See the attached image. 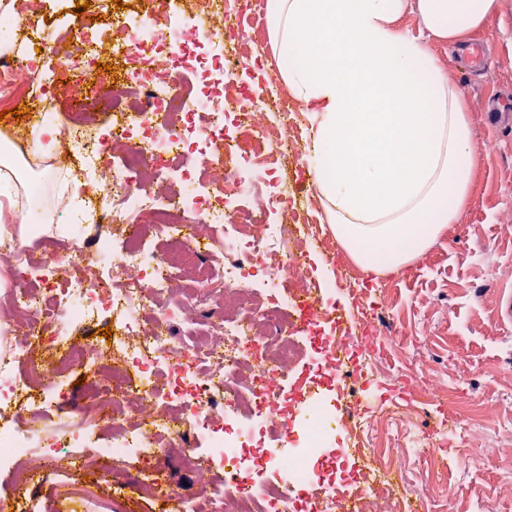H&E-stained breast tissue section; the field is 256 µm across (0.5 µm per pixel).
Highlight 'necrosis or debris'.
I'll return each mask as SVG.
<instances>
[{
  "instance_id": "obj_1",
  "label": "necrosis or debris",
  "mask_w": 512,
  "mask_h": 512,
  "mask_svg": "<svg viewBox=\"0 0 512 512\" xmlns=\"http://www.w3.org/2000/svg\"><path fill=\"white\" fill-rule=\"evenodd\" d=\"M46 0H7L0 41L25 43L0 56V104L28 81L43 46ZM134 18L113 14L107 31L73 20L63 74L94 76L112 88V122L98 127L94 97L77 88L55 165L83 181V219L66 239L39 234L16 214L0 237L8 287L0 289V471L15 470L0 512H50L17 472L40 452L43 479L84 462L97 443L103 479L121 484L126 460L139 462L136 490L151 494L156 467L171 448L188 471H206L200 494L169 486L176 512H411L410 463L427 466L432 488L447 493L440 448L472 460L477 412L452 429L419 427L411 403L350 409L343 448L327 447L323 405L293 437L303 387L354 386L395 341L384 306L344 273L358 302L350 331L328 324L335 284L315 283L294 249L319 240L302 221L288 166L305 156L298 113L276 72L254 97L242 74L264 0H136ZM121 66L118 80L97 69L100 49ZM194 289L173 299L185 266ZM313 311L302 315L304 303ZM112 340L94 337L104 321ZM356 336L363 355L337 369V345ZM309 371L289 381L292 363ZM81 370V398L61 377ZM358 467L356 494L332 474L343 460Z\"/></svg>"
}]
</instances>
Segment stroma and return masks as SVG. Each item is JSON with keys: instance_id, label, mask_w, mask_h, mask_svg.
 <instances>
[{"instance_id": "1", "label": "stroma", "mask_w": 512, "mask_h": 512, "mask_svg": "<svg viewBox=\"0 0 512 512\" xmlns=\"http://www.w3.org/2000/svg\"><path fill=\"white\" fill-rule=\"evenodd\" d=\"M69 0H47L42 36L48 46L40 64L61 72L67 49L62 25ZM470 41L483 42L490 57L480 69L463 59L466 46L432 44L448 78L464 92L467 116L480 146L468 205L418 259L362 287L382 284L401 347L388 354L384 374L415 356L420 369L454 387L456 404L479 406L474 459L449 461L453 494H422L419 512H512V322L503 321V291H512V134L492 128L487 101L512 89V0Z\"/></svg>"}]
</instances>
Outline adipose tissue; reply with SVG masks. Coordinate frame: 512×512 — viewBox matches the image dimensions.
Listing matches in <instances>:
<instances>
[{
	"instance_id": "obj_1",
	"label": "adipose tissue",
	"mask_w": 512,
	"mask_h": 512,
	"mask_svg": "<svg viewBox=\"0 0 512 512\" xmlns=\"http://www.w3.org/2000/svg\"><path fill=\"white\" fill-rule=\"evenodd\" d=\"M281 81L310 120L323 219L366 272L420 257L467 204L480 148L431 43L482 29L503 0H267ZM417 19L418 34L404 29Z\"/></svg>"
}]
</instances>
